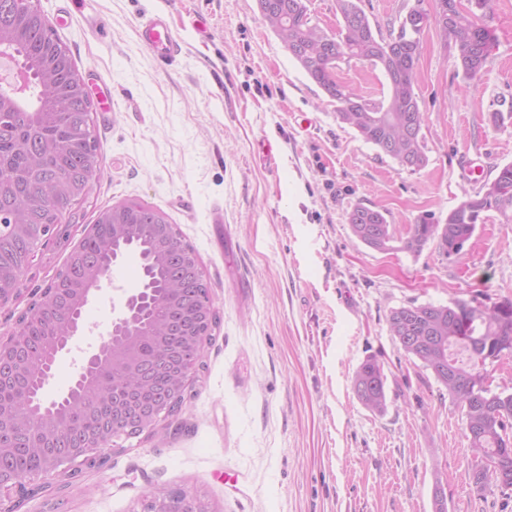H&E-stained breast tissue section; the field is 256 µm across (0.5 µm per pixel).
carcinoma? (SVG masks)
<instances>
[{
	"label": "carcinoma",
	"mask_w": 512,
	"mask_h": 512,
	"mask_svg": "<svg viewBox=\"0 0 512 512\" xmlns=\"http://www.w3.org/2000/svg\"><path fill=\"white\" fill-rule=\"evenodd\" d=\"M308 0H275L277 15L264 18L265 24L283 43L306 74L336 103V119L354 129L367 143L398 161L402 168L419 171L428 164L424 140L420 138L424 118L415 91V70L421 54L420 39L398 29L397 35H383L371 23L360 0H336L341 24L336 35L320 37L312 23ZM455 0H438L435 23L439 36L453 50V59L466 79L476 81L490 53L494 37L474 18L477 7L495 0H469V10L453 8ZM66 47L41 16L0 6V51L33 72L28 92L14 102L0 106V276L10 283L14 267L29 250V240L14 234L13 224H48L53 212L73 205V191L91 183L99 166L98 144L88 121L91 101L71 92L75 65L62 51ZM348 51L373 59L388 85L380 101L383 111L347 108L359 94L336 75V56ZM462 208L448 212L444 224L423 219L409 225L405 237L396 239L394 225L381 217L378 224H358L348 213L353 235L366 246L380 250L396 240L401 249L419 254L431 240H438L446 254H459L472 237L476 223L466 219L463 206L477 211L480 223L488 212L498 213L504 223H512V163L499 168L486 182L461 201ZM95 223L103 225L106 244H87L74 262H68L63 280L54 292V303L30 317L26 339L33 351L23 373L4 386L0 395L16 408L34 414L46 408L41 403L44 379L51 375L56 360L42 344L45 337L67 336L65 311L67 289L78 284L84 271L109 259V244L115 225H126L127 240L140 250L152 251L157 240L166 244L162 262L140 266L143 281L151 282L154 303L143 311L139 337L140 354L158 369V378L148 391L137 392L130 413L146 411L161 404L172 392L171 380L179 370L186 351V339L196 324L187 317L209 293L206 281L199 280V262L194 248L182 242L179 233L167 227L165 214L139 201L129 200L98 213ZM388 330L404 353L430 369L437 381L464 411L469 449L474 465L471 478L479 489L501 486L500 475L512 487V393L492 391L486 362L512 354V306L503 309L473 307L465 302L453 305H408L390 310ZM469 352V361L454 356L452 350ZM102 381L94 387L71 392L50 411L71 421L69 431L48 439L52 450L62 453L86 448L100 434L123 422L116 417L104 395L121 393L124 368L107 364L99 368ZM352 386L359 401L374 413L386 409L385 375L380 364L363 361L354 372ZM36 458L25 448L0 460V472L22 484L31 477Z\"/></svg>",
	"instance_id": "cac0c4a2"
}]
</instances>
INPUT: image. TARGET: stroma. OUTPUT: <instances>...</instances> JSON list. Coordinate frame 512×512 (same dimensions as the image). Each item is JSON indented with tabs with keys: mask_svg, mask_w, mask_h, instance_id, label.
Segmentation results:
<instances>
[{
	"mask_svg": "<svg viewBox=\"0 0 512 512\" xmlns=\"http://www.w3.org/2000/svg\"><path fill=\"white\" fill-rule=\"evenodd\" d=\"M83 75L100 171L76 208L72 246L100 210L136 200L166 214L191 245L220 321L182 410L153 434L123 441L98 470L30 498L21 512H140L149 490L202 497L212 512H512V489L480 491L465 416L430 369L388 330L390 309L512 300V224L491 216L461 255L379 252L347 214L380 210L398 232L445 223L451 209L512 163V0L479 24L495 42L479 82L464 78L435 28L421 36L416 91L429 163L412 172L336 120V106L264 25L257 0H33ZM437 0H362L382 32ZM166 15L181 45L163 64L140 23ZM221 223H214V216ZM69 255L36 260L20 299L0 309L6 341L35 290ZM85 309L79 351L47 387H69L80 350L95 348L133 257ZM383 368L387 408L355 396L357 367Z\"/></svg>",
	"mask_w": 512,
	"mask_h": 512,
	"instance_id": "35a3bbf8",
	"label": "stroma"
}]
</instances>
